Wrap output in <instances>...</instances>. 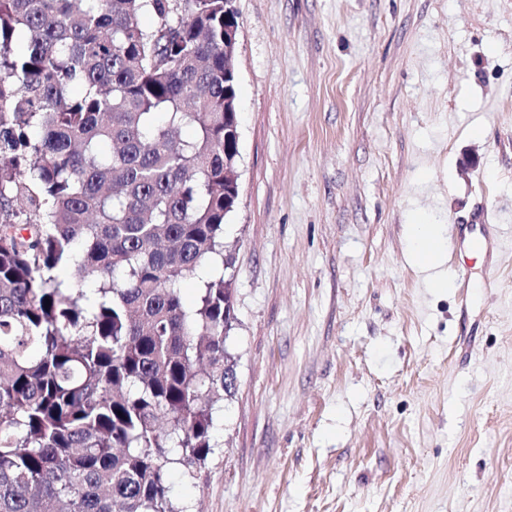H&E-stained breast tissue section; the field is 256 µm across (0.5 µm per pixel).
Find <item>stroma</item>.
Instances as JSON below:
<instances>
[{"mask_svg": "<svg viewBox=\"0 0 512 512\" xmlns=\"http://www.w3.org/2000/svg\"><path fill=\"white\" fill-rule=\"evenodd\" d=\"M235 6L237 381L176 512H512V0ZM477 212L428 288L409 225Z\"/></svg>", "mask_w": 512, "mask_h": 512, "instance_id": "1", "label": "stroma"}]
</instances>
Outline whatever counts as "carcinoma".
I'll list each match as a JSON object with an SVG mask.
<instances>
[{
	"label": "carcinoma",
	"instance_id": "cac0c4a2",
	"mask_svg": "<svg viewBox=\"0 0 512 512\" xmlns=\"http://www.w3.org/2000/svg\"><path fill=\"white\" fill-rule=\"evenodd\" d=\"M231 48L224 0H0V512H174L210 453Z\"/></svg>",
	"mask_w": 512,
	"mask_h": 512
}]
</instances>
